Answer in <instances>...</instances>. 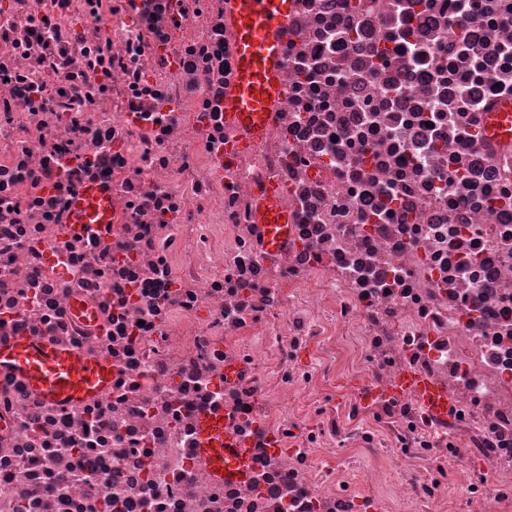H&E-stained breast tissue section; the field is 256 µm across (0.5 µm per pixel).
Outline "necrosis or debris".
<instances>
[{
    "mask_svg": "<svg viewBox=\"0 0 512 512\" xmlns=\"http://www.w3.org/2000/svg\"><path fill=\"white\" fill-rule=\"evenodd\" d=\"M234 70L224 0H0V342L112 364L68 406L0 375V512H512V0H295L247 152ZM91 184L105 235L69 228ZM487 132L491 136L511 138L512 136V105L497 112H491L487 120ZM257 221L262 228L267 249L277 248L288 236V212L280 203L279 186L274 182L268 183L262 191ZM394 389L398 393L411 391L423 410L430 415L442 416L448 414L450 409L448 393L415 373H404L396 382ZM224 442V418L219 414H204L198 422V452L210 462L215 478L224 482L225 478H235L240 470L224 468V455L229 456Z\"/></svg>",
    "mask_w": 512,
    "mask_h": 512,
    "instance_id": "necrosis-or-debris-1",
    "label": "necrosis or debris"
}]
</instances>
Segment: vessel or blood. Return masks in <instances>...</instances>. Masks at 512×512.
Listing matches in <instances>:
<instances>
[{"label":"vessel or blood","instance_id":"1","mask_svg":"<svg viewBox=\"0 0 512 512\" xmlns=\"http://www.w3.org/2000/svg\"><path fill=\"white\" fill-rule=\"evenodd\" d=\"M294 0H225L227 24L236 44L235 80L224 93V119L241 129V148L248 149L266 136L281 96L280 72L288 21ZM489 135L512 136V105L490 113ZM76 224H106L110 200L102 187L88 186L74 202ZM257 221L266 248H277L288 235L289 217L280 203L276 183L261 194ZM0 372L26 381L34 390L58 403L95 397L112 382V364L62 351L45 341L19 336L0 343ZM396 392H412L423 410L433 416L448 413L450 401L443 390L408 372L395 385ZM198 451L210 462L216 479L234 478L238 469L224 465V418L202 415L198 422Z\"/></svg>","mask_w":512,"mask_h":512}]
</instances>
